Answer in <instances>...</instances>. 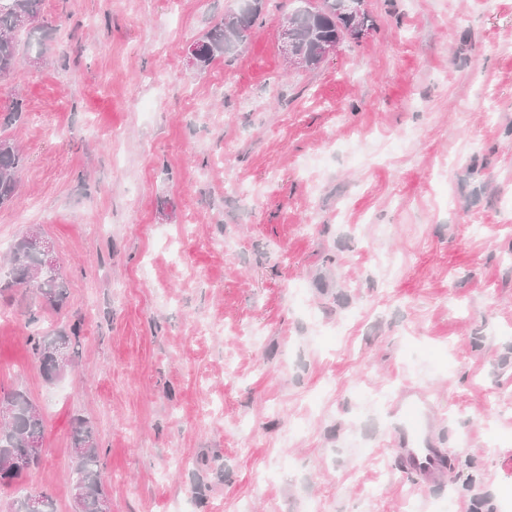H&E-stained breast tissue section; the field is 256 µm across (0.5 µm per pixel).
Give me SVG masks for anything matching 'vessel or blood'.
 I'll list each match as a JSON object with an SVG mask.
<instances>
[{
  "label": "vessel or blood",
  "instance_id": "1",
  "mask_svg": "<svg viewBox=\"0 0 512 512\" xmlns=\"http://www.w3.org/2000/svg\"><path fill=\"white\" fill-rule=\"evenodd\" d=\"M406 401L413 417L403 420L396 429L402 440L397 455L399 469L417 483L431 486L442 479L447 468L446 457L429 441L432 402L428 395L414 389L407 391Z\"/></svg>",
  "mask_w": 512,
  "mask_h": 512
}]
</instances>
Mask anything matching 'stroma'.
I'll return each mask as SVG.
<instances>
[{
    "label": "stroma",
    "instance_id": "obj_1",
    "mask_svg": "<svg viewBox=\"0 0 512 512\" xmlns=\"http://www.w3.org/2000/svg\"><path fill=\"white\" fill-rule=\"evenodd\" d=\"M297 5L264 0L232 62L194 69L240 0H43L41 60L0 81L25 158L0 280L35 228L68 298L0 297V389L45 448L0 512H74L77 416L112 512H512V0H364L372 29L312 70L281 48ZM74 329L46 382L31 334ZM412 387L435 487L397 468Z\"/></svg>",
    "mask_w": 512,
    "mask_h": 512
}]
</instances>
